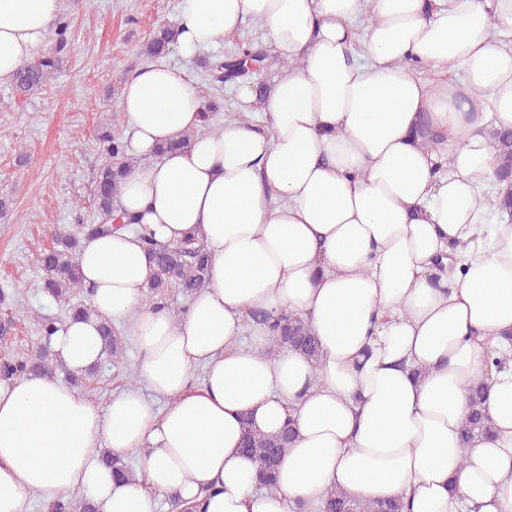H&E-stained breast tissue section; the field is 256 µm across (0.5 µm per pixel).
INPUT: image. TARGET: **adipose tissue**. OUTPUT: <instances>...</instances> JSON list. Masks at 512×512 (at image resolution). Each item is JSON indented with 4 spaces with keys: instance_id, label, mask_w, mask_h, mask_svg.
Segmentation results:
<instances>
[{
    "instance_id": "ef3b65f1",
    "label": "adipose tissue",
    "mask_w": 512,
    "mask_h": 512,
    "mask_svg": "<svg viewBox=\"0 0 512 512\" xmlns=\"http://www.w3.org/2000/svg\"><path fill=\"white\" fill-rule=\"evenodd\" d=\"M61 14V0H0V83L43 54ZM249 21L288 63L263 99L267 128L244 115L205 133L186 65ZM503 31L512 0H183L179 64L146 66L123 87L137 161L113 216L162 243L197 236L210 281L181 311L146 305L138 236L81 242L94 314L68 319L53 351L84 371L104 355L100 320L126 321L145 389L101 405L44 375L0 385V512L74 493L96 512H154L212 483L205 512H288L333 487L401 496L410 512H512V366L487 365L512 330V219L480 201L497 165L487 129L512 128ZM417 64L464 76L432 86ZM188 131L185 148L163 151ZM432 131L446 158L426 146ZM444 254L457 268L438 279ZM255 309L303 316L317 363L270 353L263 335L240 344ZM477 379L497 437L465 448ZM246 414L265 434L296 422L274 492L259 491L241 451ZM103 448L138 451L142 478L114 481Z\"/></svg>"
}]
</instances>
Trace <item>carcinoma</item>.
Wrapping results in <instances>:
<instances>
[{
    "label": "carcinoma",
    "mask_w": 512,
    "mask_h": 512,
    "mask_svg": "<svg viewBox=\"0 0 512 512\" xmlns=\"http://www.w3.org/2000/svg\"><path fill=\"white\" fill-rule=\"evenodd\" d=\"M67 23L61 19L56 24L55 48L52 52L23 65L14 78L15 88L31 90L52 78L57 70L60 55L69 51L66 37ZM176 30L162 27L144 45L142 54L150 59L163 56L175 40ZM266 59L263 46L252 42H237L220 61L209 62L207 75L211 84L218 87L232 84L259 71L257 64ZM497 167L493 186L503 199L501 210L512 218V129H495L491 133ZM105 163L97 177L95 197L99 220L94 224H76L61 234L57 245L41 253L40 263L46 272L45 288L57 299H66L83 288L82 276L76 261V251L81 239L112 231V210L118 198L126 168L135 162L127 153V144L112 135L103 138ZM152 272L145 284L144 297L151 302L174 287L192 294L204 287L209 280V254L196 237H189L178 244H159L151 238L144 240ZM255 328L274 335V346L297 352L314 361L318 356V342L306 320L290 313L272 318L262 311L251 312ZM104 348L117 357L124 350V338L117 335L112 324L100 326ZM56 366L47 350H39L27 357L0 358V379L10 381L25 374L53 375ZM486 383L476 380L468 388L469 412L462 426L463 445L478 436H488L492 426L485 410ZM296 427L288 421L283 430L274 436L262 434L244 423L241 440L242 451L254 458L260 466V486L272 493L277 487V473L283 456L295 439ZM101 461L118 479L133 478L126 456L114 455L103 449ZM48 512H93L91 505L77 498L58 501L47 506ZM320 512H404L401 498L364 503L339 489L327 492Z\"/></svg>",
    "instance_id": "1"
}]
</instances>
